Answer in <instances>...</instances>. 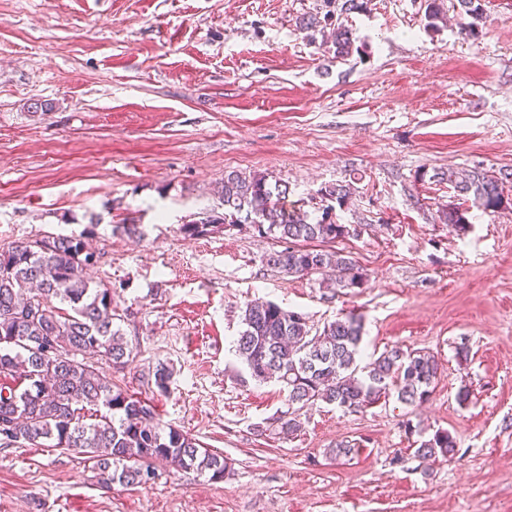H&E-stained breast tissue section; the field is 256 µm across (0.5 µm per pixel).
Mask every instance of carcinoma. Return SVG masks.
Listing matches in <instances>:
<instances>
[{"label":"carcinoma","mask_w":512,"mask_h":512,"mask_svg":"<svg viewBox=\"0 0 512 512\" xmlns=\"http://www.w3.org/2000/svg\"><path fill=\"white\" fill-rule=\"evenodd\" d=\"M485 0H457L459 28L476 35ZM370 0H342L339 13L365 11ZM334 10V11H336ZM334 11L302 20L300 30L332 27L335 57L349 56L353 33L333 23ZM426 19L432 27L445 21L441 0H427ZM445 179L458 195L472 199L485 213L512 207L505 183L512 173L480 167L448 170ZM351 186L340 182L321 192L328 204L315 218L290 210L286 191L264 175L224 176V212H202L181 226L186 237L213 228L249 224L260 235L286 240L289 246L266 256L267 266L288 275L320 274L338 288L362 289L368 277L349 255L321 247L360 231L336 221ZM468 209L450 206L443 223L463 230ZM0 251V447L49 444L74 451L92 464L97 484L105 489L120 483L145 486L158 476V466L207 474L224 480L230 465L224 456L201 445L192 434L162 423L155 408L112 383V378L85 361L97 352L115 368L133 358L112 306V288L96 282L87 270L95 253L84 237L46 235ZM243 330L234 341L235 353L253 379L277 381L292 405L317 401L346 410L367 408L394 392L406 405L426 401L442 367L429 353L393 347L365 365L358 364L363 317L349 312L312 333L303 314L272 301L244 306ZM159 395L169 392L171 371L159 363L149 373ZM457 440L437 430L419 441L415 454L423 458H453Z\"/></svg>","instance_id":"obj_1"}]
</instances>
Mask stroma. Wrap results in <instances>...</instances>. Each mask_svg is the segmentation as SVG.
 I'll use <instances>...</instances> for the list:
<instances>
[{"instance_id": "1", "label": "stroma", "mask_w": 512, "mask_h": 512, "mask_svg": "<svg viewBox=\"0 0 512 512\" xmlns=\"http://www.w3.org/2000/svg\"><path fill=\"white\" fill-rule=\"evenodd\" d=\"M455 4L435 30L426 0H370L343 15L360 50L340 60L299 30L323 0H0V250L88 237L138 350L122 370L91 364L231 465L220 482L175 471L106 490L82 455L0 448V512H512V210L471 209L455 231L440 215L458 196L439 178L512 172V0H486L474 37ZM232 171L267 175L311 213L321 188L349 182L337 221L361 232L335 246L367 287L271 269L280 242L246 226L185 237ZM130 218L142 237L117 231ZM254 300L318 329L362 314L365 353L440 358L433 394L290 409L231 351ZM160 363L164 396L148 381ZM288 412L293 436L276 422ZM439 429L455 459L416 456ZM345 440L360 452L332 455Z\"/></svg>"}]
</instances>
